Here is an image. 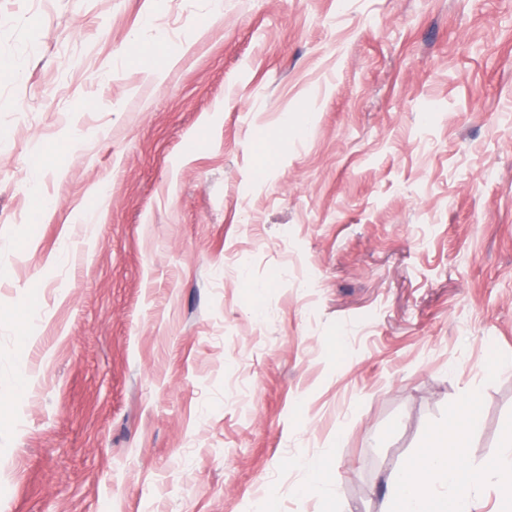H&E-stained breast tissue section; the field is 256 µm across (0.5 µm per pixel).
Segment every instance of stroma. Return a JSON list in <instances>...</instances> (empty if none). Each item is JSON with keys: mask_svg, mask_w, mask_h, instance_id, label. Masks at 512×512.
I'll return each instance as SVG.
<instances>
[{"mask_svg": "<svg viewBox=\"0 0 512 512\" xmlns=\"http://www.w3.org/2000/svg\"><path fill=\"white\" fill-rule=\"evenodd\" d=\"M217 5L0 0V512H383L512 424V0Z\"/></svg>", "mask_w": 512, "mask_h": 512, "instance_id": "1", "label": "stroma"}]
</instances>
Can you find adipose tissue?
I'll return each instance as SVG.
<instances>
[{"mask_svg": "<svg viewBox=\"0 0 512 512\" xmlns=\"http://www.w3.org/2000/svg\"><path fill=\"white\" fill-rule=\"evenodd\" d=\"M464 438L431 433L427 444L387 478L391 512H475L473 490L496 486L504 512H512V426L507 427L491 465L472 464Z\"/></svg>", "mask_w": 512, "mask_h": 512, "instance_id": "1", "label": "adipose tissue"}]
</instances>
